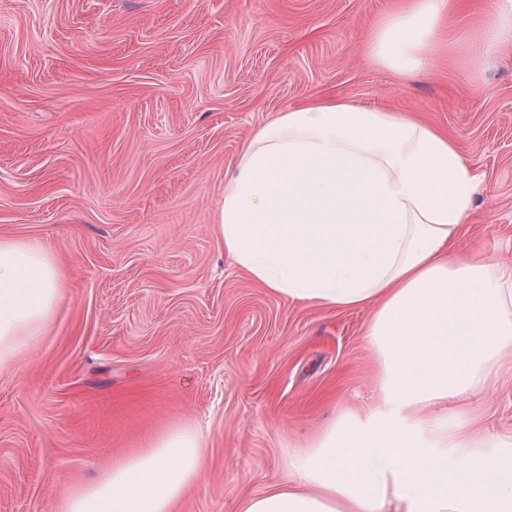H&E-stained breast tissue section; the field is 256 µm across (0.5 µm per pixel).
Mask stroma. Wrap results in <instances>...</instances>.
<instances>
[{
	"mask_svg": "<svg viewBox=\"0 0 512 512\" xmlns=\"http://www.w3.org/2000/svg\"><path fill=\"white\" fill-rule=\"evenodd\" d=\"M395 0H0V235L50 245L58 314L0 373V512H52L177 423L207 473L174 512H239L339 406L375 401L369 311L288 303L215 241L224 176L250 133L311 98L413 113L448 132L482 192L460 233L512 253V44L403 83L368 61ZM474 406L512 428V378Z\"/></svg>",
	"mask_w": 512,
	"mask_h": 512,
	"instance_id": "1",
	"label": "stroma"
}]
</instances>
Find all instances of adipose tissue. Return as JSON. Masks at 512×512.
Masks as SVG:
<instances>
[{"instance_id":"1","label":"adipose tissue","mask_w":512,"mask_h":512,"mask_svg":"<svg viewBox=\"0 0 512 512\" xmlns=\"http://www.w3.org/2000/svg\"><path fill=\"white\" fill-rule=\"evenodd\" d=\"M450 4L400 0L372 32V64L419 73ZM481 36L512 42V0H491ZM481 185L450 135L406 112L316 99L252 131L213 233L284 301L370 308L378 403L290 449L281 480L240 512H512V433L446 417L512 355V258L457 245ZM62 291L49 245L0 236L1 372L22 368ZM205 474L204 433L176 425L53 512H172Z\"/></svg>"}]
</instances>
